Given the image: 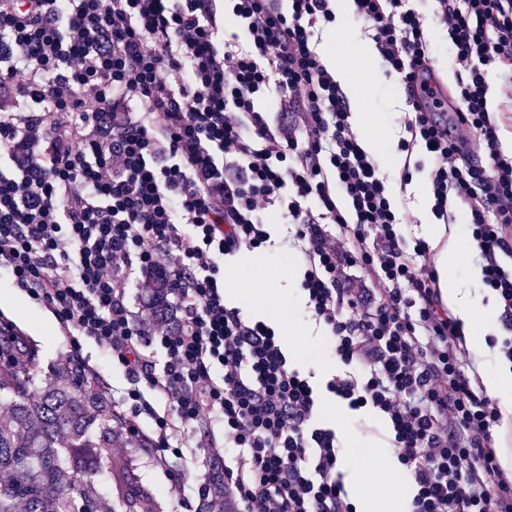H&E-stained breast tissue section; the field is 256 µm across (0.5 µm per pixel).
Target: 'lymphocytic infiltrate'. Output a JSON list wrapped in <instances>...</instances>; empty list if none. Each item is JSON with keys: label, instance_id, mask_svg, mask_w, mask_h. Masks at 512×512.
Returning a JSON list of instances; mask_svg holds the SVG:
<instances>
[{"label": "lymphocytic infiltrate", "instance_id": "obj_1", "mask_svg": "<svg viewBox=\"0 0 512 512\" xmlns=\"http://www.w3.org/2000/svg\"><path fill=\"white\" fill-rule=\"evenodd\" d=\"M414 2L351 9L385 78L419 85L401 181L421 151L434 216L464 210L512 364V0H431L427 20ZM335 22L336 0H0V270L71 357L87 340L107 348L120 395L82 371L154 466L192 430L207 461L234 449L212 512H356L315 383L224 300L228 258L270 243L280 207L343 366L326 388L385 421L410 512H512L502 411L471 375L432 247L402 245L406 217L320 50ZM436 29L452 48L454 120L431 102ZM136 288L149 296L134 311Z\"/></svg>", "mask_w": 512, "mask_h": 512}]
</instances>
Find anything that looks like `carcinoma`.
Masks as SVG:
<instances>
[{
	"label": "carcinoma",
	"instance_id": "1",
	"mask_svg": "<svg viewBox=\"0 0 512 512\" xmlns=\"http://www.w3.org/2000/svg\"><path fill=\"white\" fill-rule=\"evenodd\" d=\"M33 351L0 352V512H80L84 503L106 508L112 482V460L93 473H81L65 483L67 464L90 448H114L123 442L120 421L98 389L87 385L68 357L47 376L38 392ZM60 374L72 375L67 387L56 384ZM133 512H160V497L142 492L127 500Z\"/></svg>",
	"mask_w": 512,
	"mask_h": 512
}]
</instances>
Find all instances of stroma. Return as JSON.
I'll return each mask as SVG.
<instances>
[{
	"label": "stroma",
	"instance_id": "obj_1",
	"mask_svg": "<svg viewBox=\"0 0 512 512\" xmlns=\"http://www.w3.org/2000/svg\"><path fill=\"white\" fill-rule=\"evenodd\" d=\"M336 15V27L346 34L349 48L360 46L370 52L365 62L353 66L352 77L364 89V111L376 117L368 133L378 140L377 162L381 174L389 185H398L402 172L399 164L402 153L398 143L404 136V95L396 85L385 79L381 60L372 51L373 42L363 23L352 16L348 0H337ZM421 163V170L413 174V190L398 198L399 206L408 219L403 234L409 243L423 237V224L434 221L431 206L425 203L419 191L420 185L428 180L431 162L425 157ZM268 223L274 244L262 251L261 256L270 265L287 267V277L277 281L276 286L281 293L289 294L300 285L297 251L287 241V229L277 214H270ZM0 312L28 332L36 349L37 368L41 373H48L51 367L58 365L67 356L64 338L51 315L13 288L4 274H0ZM291 313L304 331L299 339L304 351L297 358L296 364L302 372H314V381L322 388L321 401H330L331 395L324 391L323 386L328 376L339 367L331 344L323 331L315 325L305 303L292 306ZM328 424L337 431L347 480L362 483L364 487L376 492L381 491L382 484L376 481L375 476L388 464L389 450L380 437L386 427L385 422L370 410L363 409L356 412L343 411L340 417L329 419ZM127 457L130 461L129 469L120 481V490L113 493V504L121 503L123 487L138 485L162 494L164 512H199L200 497L195 489V476L204 468L205 461L198 451L188 449L184 457L175 463V472L182 475L186 484L184 495L177 499L168 494L170 474L153 468L150 460L139 449H130Z\"/></svg>",
	"mask_w": 512,
	"mask_h": 512
}]
</instances>
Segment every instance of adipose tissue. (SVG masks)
Listing matches in <instances>:
<instances>
[{
    "label": "adipose tissue",
    "mask_w": 512,
    "mask_h": 512,
    "mask_svg": "<svg viewBox=\"0 0 512 512\" xmlns=\"http://www.w3.org/2000/svg\"><path fill=\"white\" fill-rule=\"evenodd\" d=\"M458 263V254L453 247H445L439 254L441 267L440 288L449 308L455 310L461 319H468L470 305L482 303L479 293L463 291L458 287L453 270ZM286 268L273 267L259 258L246 259L241 265L240 276L226 279L225 288L245 303L276 313L281 324L280 333L294 354L302 349L295 338L301 330L294 319L288 318V298L276 291L275 280L285 276ZM381 479L390 487L385 496H377L358 489L354 492L357 512H410L411 497L401 486L402 473L398 464H391L381 474Z\"/></svg>",
    "instance_id": "ef3b65f1"
}]
</instances>
